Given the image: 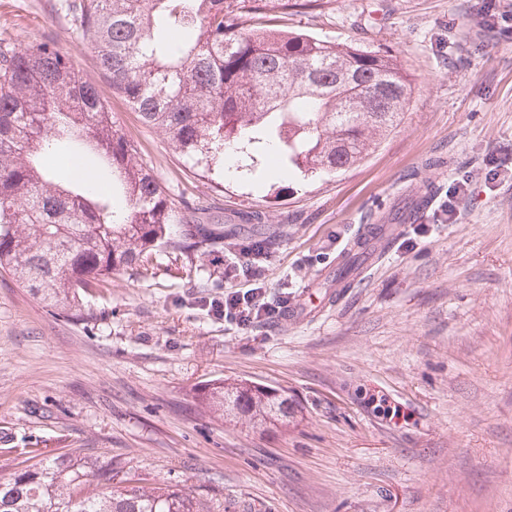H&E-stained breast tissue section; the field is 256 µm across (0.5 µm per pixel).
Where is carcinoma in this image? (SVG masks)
Returning a JSON list of instances; mask_svg holds the SVG:
<instances>
[{"label": "carcinoma", "instance_id": "obj_1", "mask_svg": "<svg viewBox=\"0 0 512 512\" xmlns=\"http://www.w3.org/2000/svg\"><path fill=\"white\" fill-rule=\"evenodd\" d=\"M312 2L79 0L76 10L112 88L181 151L213 160L237 139L275 143L286 166L313 175L365 159L411 86L391 55L269 27L270 11ZM66 135L95 150L112 179L51 174L43 160ZM223 240L213 224L184 222L66 52L0 45V272L80 320V290L154 247L195 255ZM361 249H348L338 276ZM201 403L264 430L293 411L277 389L224 379ZM0 512H224V502L167 481L144 487L119 464L71 453L14 465L0 477Z\"/></svg>", "mask_w": 512, "mask_h": 512}]
</instances>
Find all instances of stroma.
<instances>
[{
  "instance_id": "stroma-1",
  "label": "stroma",
  "mask_w": 512,
  "mask_h": 512,
  "mask_svg": "<svg viewBox=\"0 0 512 512\" xmlns=\"http://www.w3.org/2000/svg\"><path fill=\"white\" fill-rule=\"evenodd\" d=\"M67 2L0 0V44L57 42L170 199L207 204L224 242L155 248L82 292L80 321L0 273V476L33 448L80 450L217 489L226 512H512V36L486 29L484 0L279 16V30L392 55L412 97L355 166L264 181L265 155L209 166L145 125ZM429 191L423 220L403 223ZM369 226L380 253L337 280ZM251 241L266 245L268 299L288 295L297 317L240 329L209 313L248 287L224 260ZM224 378L287 392L293 417L272 432L224 422L200 402Z\"/></svg>"
}]
</instances>
